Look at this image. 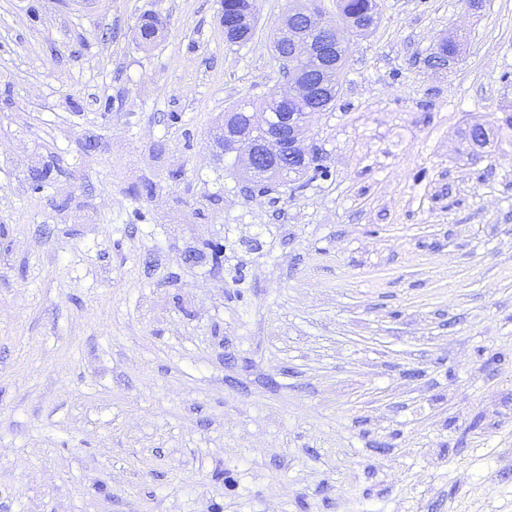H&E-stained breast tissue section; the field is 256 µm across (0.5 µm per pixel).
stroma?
I'll return each instance as SVG.
<instances>
[{"instance_id": "1", "label": "stroma", "mask_w": 512, "mask_h": 512, "mask_svg": "<svg viewBox=\"0 0 512 512\" xmlns=\"http://www.w3.org/2000/svg\"><path fill=\"white\" fill-rule=\"evenodd\" d=\"M481 2L380 0L310 119L327 176L260 195L216 134L282 85L291 0L241 46L220 0H0V512H512V0ZM460 40L459 39H442L433 47V52L430 53L427 63L431 67H438L437 61L448 60V58H452L458 55L460 50ZM450 61L448 60L447 63ZM447 63L442 64V66L447 65ZM439 68V67H438Z\"/></svg>"}]
</instances>
